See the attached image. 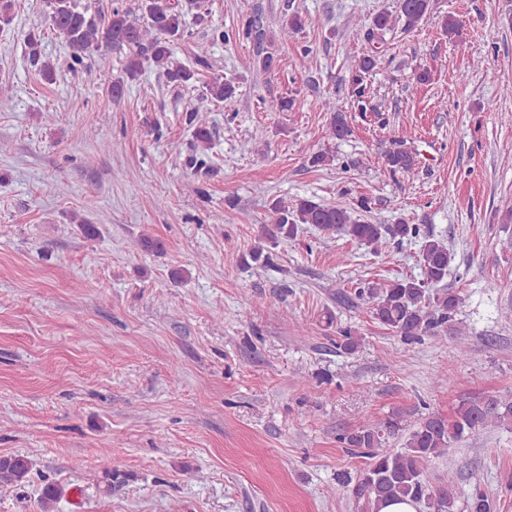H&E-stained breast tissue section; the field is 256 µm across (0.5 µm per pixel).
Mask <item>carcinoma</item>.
<instances>
[{
    "mask_svg": "<svg viewBox=\"0 0 512 512\" xmlns=\"http://www.w3.org/2000/svg\"><path fill=\"white\" fill-rule=\"evenodd\" d=\"M49 8L52 30L63 36L70 50V66H82L101 49L125 51V77L112 82L109 93L115 102L125 97L128 82L149 66L161 71L177 86L189 87L197 80L195 69L174 64L172 46L184 37V15L174 0H138L137 7L111 5L105 14L94 16L80 8L78 0H45ZM431 0H396V12L377 13L365 30L371 42L391 29L396 17L414 28L429 12ZM306 20L298 12L286 13L280 21V32L286 38L305 27ZM235 36L247 40L263 36L260 21L245 19ZM41 34L26 35L28 56L46 80L54 78L55 67L41 59ZM375 67L374 56L366 53L351 65V81L358 96L364 95L363 81ZM236 87L219 74L205 84L197 105L186 111L185 121L201 150L209 148L211 132L204 102H224L235 97ZM269 112L291 111L294 99L287 96L263 101ZM330 112V134L342 140L351 134L346 112L334 102L324 101ZM416 155L408 149L390 150L385 154L389 170L409 171L416 165ZM270 220L261 225V237L275 246L294 242L299 229L310 224L325 236L345 235L351 241L376 249L389 239H416L420 228L415 224H380L377 221L352 219L343 203L320 204L308 198L291 202L275 200L270 205ZM454 254L448 244L425 237L420 246L421 278H397L387 284H369L355 291L358 299L371 304L375 320L400 337L405 344L420 343L426 337L438 338L448 331L462 305L461 296L445 287ZM359 339L352 327L338 330L336 347L352 352ZM489 426L512 429V399L495 394L462 397L447 415L429 412L414 424L404 422L401 414L393 415L375 426H362L337 435V441L350 452L366 459L363 469L353 479L340 483L358 505L360 512H380L386 503L410 501L429 512H451L454 504L455 476L436 483L429 481L431 462L448 453L452 443ZM404 432L402 450L385 447L386 439ZM32 462L24 455L0 457V486H15L25 481ZM62 495V489L47 484L42 490L44 512H50ZM468 512H492L493 503L477 489L467 500Z\"/></svg>",
    "mask_w": 512,
    "mask_h": 512,
    "instance_id": "cac0c4a2",
    "label": "carcinoma"
}]
</instances>
